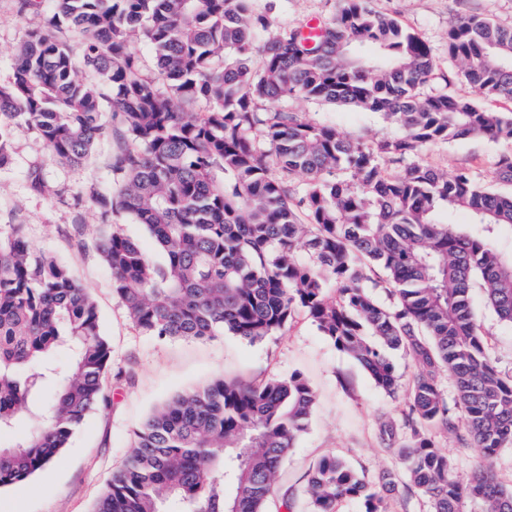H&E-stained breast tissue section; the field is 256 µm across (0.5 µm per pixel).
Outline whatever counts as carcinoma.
I'll use <instances>...</instances> for the list:
<instances>
[{
  "instance_id": "obj_1",
  "label": "carcinoma",
  "mask_w": 512,
  "mask_h": 512,
  "mask_svg": "<svg viewBox=\"0 0 512 512\" xmlns=\"http://www.w3.org/2000/svg\"><path fill=\"white\" fill-rule=\"evenodd\" d=\"M54 2L0 86V168L19 127L70 167L115 140L112 185L92 198L144 226L164 255L157 264L117 225H98L97 250L131 324L161 339L257 343L304 312L378 387L403 394L405 422L383 435L404 475L386 471L370 486L327 455L306 487L311 512H336L351 498L385 512L387 498L413 489L429 512H512V486L486 465L459 477L435 442L453 435L488 461L512 447V375L498 369L471 301L477 282L512 324V257L448 219L463 211L472 224L512 228V195L489 192L470 171L388 169L427 145L512 138V112L478 102L512 101V28L465 16L448 32L475 100L422 95L430 48L369 0H342L312 45L300 24L273 28L256 0ZM134 38L154 52L163 84L143 74ZM293 98L376 112L401 134L367 145L306 119L288 106ZM389 349L419 366L405 385ZM109 369L96 304L71 267L36 251L22 225L0 229V432L57 380L38 427L0 445V487L59 459L105 401ZM315 400L298 372L216 378L172 395L136 431L93 512H267L274 474Z\"/></svg>"
}]
</instances>
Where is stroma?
Wrapping results in <instances>:
<instances>
[{"label":"stroma","instance_id":"obj_1","mask_svg":"<svg viewBox=\"0 0 512 512\" xmlns=\"http://www.w3.org/2000/svg\"><path fill=\"white\" fill-rule=\"evenodd\" d=\"M371 7L391 15L416 32L435 62L424 94L450 92L472 96L461 78V65L448 54V30L460 17L479 15L512 27V0H370ZM339 0H257L256 8L274 27L332 17ZM44 12L24 0H0V85L11 82L18 46L29 30L44 21ZM291 108L369 144L395 136L397 130L379 115L342 105L294 100ZM512 140L469 136L425 147L416 162L439 172L467 169L479 174L490 190L512 194V183L496 175ZM109 144L98 146L92 162L66 167L51 155L37 131L16 129L12 161L0 168V225L20 224L38 251L67 262L78 283L91 293L112 351L105 386L106 400L89 414L59 460L32 479L0 488V512H90L133 440V432L167 397L214 378L254 382L271 375L301 373L313 387L316 404L307 430L298 438L276 473L278 494L309 512L304 488L309 472L323 456L343 457L368 482L402 464L386 447L381 427L401 422L405 403L376 386L369 374L340 352L305 313H297L278 336L251 344L233 336L204 341L160 340L141 334L127 319L113 294L112 275L96 249V228L115 224L138 240L155 262L163 256L142 225L123 212H104L92 197L94 188L112 179ZM472 304L488 333L491 354L500 370L512 375V326L498 320L482 288L473 287Z\"/></svg>","mask_w":512,"mask_h":512}]
</instances>
